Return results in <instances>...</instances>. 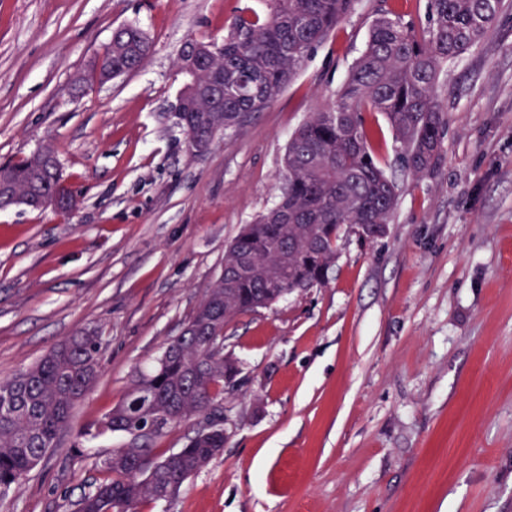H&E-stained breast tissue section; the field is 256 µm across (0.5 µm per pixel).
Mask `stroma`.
<instances>
[{
    "mask_svg": "<svg viewBox=\"0 0 512 512\" xmlns=\"http://www.w3.org/2000/svg\"><path fill=\"white\" fill-rule=\"evenodd\" d=\"M258 0H0V162L52 140L81 205L0 211V379L81 327L103 368L55 448L0 512H74L125 436L105 414L274 202L292 132L334 100L378 0L314 49L288 87L210 149L171 111L191 36L223 35ZM124 24L153 43L136 72L78 94ZM437 171L415 176L382 115L374 148L399 198L376 242L346 235L325 287L236 317L224 349V452L141 512H512V0L444 68Z\"/></svg>",
    "mask_w": 512,
    "mask_h": 512,
    "instance_id": "35a3bbf8",
    "label": "stroma"
}]
</instances>
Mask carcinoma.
<instances>
[{"mask_svg": "<svg viewBox=\"0 0 512 512\" xmlns=\"http://www.w3.org/2000/svg\"><path fill=\"white\" fill-rule=\"evenodd\" d=\"M359 0H266L267 10L237 16L222 38H187L179 71L194 77L178 108L186 139L207 145L263 111L293 80L314 48L351 14ZM503 0H429L423 33L380 8L365 49L336 98L294 131L282 158L284 186L272 207L224 250L222 273L171 338L150 372L141 374L105 416L106 429L129 442L112 450L108 475L76 501L77 512H138L174 498L183 484L224 451L225 381L239 374L224 353V328L236 317L269 308L286 296L327 284L338 242L358 224L388 228L399 187L381 166L366 113H381L413 175L435 171L446 124L437 97L449 61L478 44L502 12ZM152 43L133 24L112 33L101 58L112 77L137 71ZM107 72L91 63L82 88ZM45 141L0 164V207L11 199L41 210L73 198ZM103 337L81 328L52 346L33 366L0 381V493L20 483L54 447L73 410L101 372ZM209 426L161 459L152 443L195 415Z\"/></svg>", "mask_w": 512, "mask_h": 512, "instance_id": "cac0c4a2", "label": "carcinoma"}]
</instances>
